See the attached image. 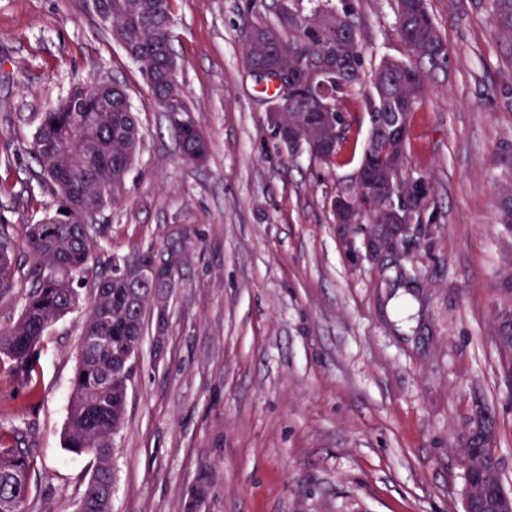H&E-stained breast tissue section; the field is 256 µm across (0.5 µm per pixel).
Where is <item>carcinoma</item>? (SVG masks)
Returning <instances> with one entry per match:
<instances>
[{
	"mask_svg": "<svg viewBox=\"0 0 512 512\" xmlns=\"http://www.w3.org/2000/svg\"><path fill=\"white\" fill-rule=\"evenodd\" d=\"M299 0H279L274 20L261 18L263 0H252L255 20L247 21L243 33L245 57L260 70H272L283 63V52L294 56L288 62L299 70L293 105L284 116L287 123L305 130L303 150L341 127L334 156L321 161L328 167L336 162L352 130L345 103L362 99L370 118V145L365 155L377 153L404 157L408 154L409 119L425 94V79L416 61L447 58V48L427 7V0H394L397 34L407 51V59H383L371 70L370 90L363 89V45L361 34L350 14L321 7L306 14ZM497 28L512 33V0H489ZM172 0H112V14L105 23L112 39L126 56L139 65L143 83L154 98L180 93V83L171 77L168 64L175 58L171 48ZM341 42L347 64L324 79L331 91L332 111L324 114L310 94L307 72L316 68L321 56ZM410 73L414 82L405 80ZM122 92L107 104V81L100 80L74 88L57 106L44 113L27 152L37 170L33 176L39 187L68 207L69 221L60 224L56 215L46 214L25 225L24 240L34 265L28 273L31 291L24 311L9 329L0 332V356L13 362V368L32 385V353L45 331L73 312L79 297L72 280L89 269L98 240L108 231L105 224H88L80 215L100 216L123 193L142 142L137 113L130 103L126 84L116 82ZM78 109H88L92 117L87 131H78ZM398 112L406 136L394 140L386 135L391 113ZM183 157L191 161L207 158L209 145L196 122L171 121ZM96 144L95 166H85L83 140ZM498 223L512 231V186L505 190ZM182 244L172 241L165 253L151 248L125 259L133 268L148 267L153 280L136 287L105 268L96 272L95 294L82 322L77 368L69 399L65 427L67 447L91 457L92 473L77 504L76 512H99L102 507L98 480L112 475L114 437L121 429L126 412L125 394L133 379V357L140 345L144 317L160 288H172L185 263ZM18 263V247L8 225H0V292L13 286ZM492 421L481 418L465 435L460 448L463 461L471 469L484 470L489 483L503 486L500 469L493 465L494 449L487 434ZM40 474L28 448L17 436L0 442V512H24Z\"/></svg>",
	"mask_w": 512,
	"mask_h": 512,
	"instance_id": "1",
	"label": "carcinoma"
}]
</instances>
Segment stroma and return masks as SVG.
I'll return each mask as SVG.
<instances>
[{"mask_svg":"<svg viewBox=\"0 0 512 512\" xmlns=\"http://www.w3.org/2000/svg\"><path fill=\"white\" fill-rule=\"evenodd\" d=\"M347 10L364 65L405 59L392 0H330ZM449 48L422 61L427 91L410 116L408 168L427 197L407 237L370 258L377 224H339L356 188L369 118L334 167L289 152L267 120L270 94L242 67L250 0H174L181 102L209 141L182 161L166 112L137 65L83 0H0V224L22 239L56 209L30 181L26 151L43 112L77 84L127 85L143 140L91 266L169 240L188 258L148 309L112 458V512H464L458 449L471 421L512 493V232L498 222L512 184V35L482 0H427ZM78 309L52 325L29 396L0 359V431L25 433L41 481L27 512H73L90 459L65 444L81 322L94 279L75 277Z\"/></svg>","mask_w":512,"mask_h":512,"instance_id":"obj_1","label":"stroma"}]
</instances>
